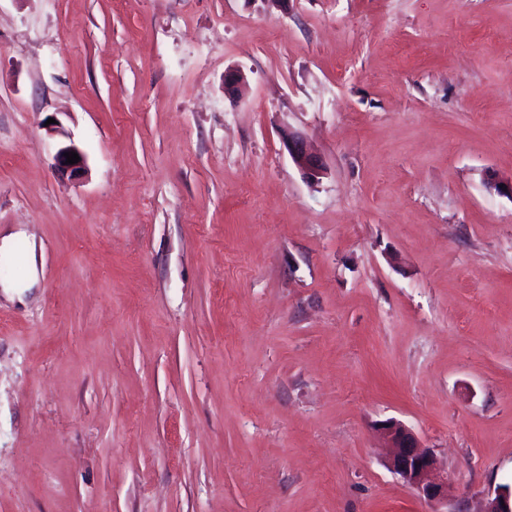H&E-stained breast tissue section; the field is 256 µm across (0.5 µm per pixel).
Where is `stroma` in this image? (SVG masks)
I'll list each match as a JSON object with an SVG mask.
<instances>
[{
    "mask_svg": "<svg viewBox=\"0 0 512 512\" xmlns=\"http://www.w3.org/2000/svg\"><path fill=\"white\" fill-rule=\"evenodd\" d=\"M491 176L512 0H0V229L38 255L0 291V512H430L387 419L479 512L512 487ZM283 140L294 163L302 169L307 179H319L323 174V162L309 151L304 138L298 133L288 131L284 133ZM65 152H76L80 157L75 164H65ZM53 165L62 174L71 180L80 179L86 173V158L83 151L72 141L69 144L58 145L53 155Z\"/></svg>",
    "mask_w": 512,
    "mask_h": 512,
    "instance_id": "1",
    "label": "stroma"
}]
</instances>
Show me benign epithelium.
<instances>
[{
    "instance_id": "benign-epithelium-1",
    "label": "benign epithelium",
    "mask_w": 512,
    "mask_h": 512,
    "mask_svg": "<svg viewBox=\"0 0 512 512\" xmlns=\"http://www.w3.org/2000/svg\"><path fill=\"white\" fill-rule=\"evenodd\" d=\"M245 87L241 70L230 68L224 72V93L231 98L239 97ZM284 144L294 163L310 180H317L323 174L321 159L309 151L304 138L294 132L283 136ZM75 152L80 157L75 164L66 163L64 153ZM54 167L71 180L79 179L86 173V158L83 151L73 142L57 146L53 155ZM381 433L392 448L387 468L398 475L424 500L438 506L448 503V478L436 476L437 462L434 455L419 446L414 433L398 421H388L381 427ZM482 512H512V488H497L488 493Z\"/></svg>"
}]
</instances>
